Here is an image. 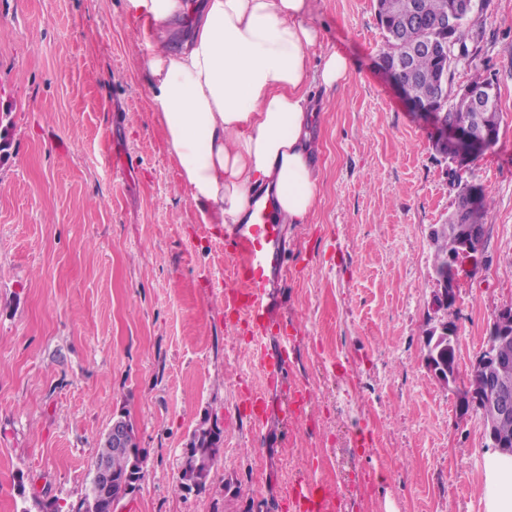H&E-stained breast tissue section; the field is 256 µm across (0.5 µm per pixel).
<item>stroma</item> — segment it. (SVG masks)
<instances>
[{"label": "stroma", "mask_w": 512, "mask_h": 512, "mask_svg": "<svg viewBox=\"0 0 512 512\" xmlns=\"http://www.w3.org/2000/svg\"><path fill=\"white\" fill-rule=\"evenodd\" d=\"M482 2L454 81L492 79L503 122L469 173L492 199L487 241L444 312L432 232L457 189L378 67L375 0H310L314 56L347 72L311 89L317 206L281 227L270 304L299 331L285 382L310 407L259 430L240 396L262 369L220 301L224 234L178 185L123 0H0V512L81 497L121 414L145 462L117 512H289L308 477L334 481L336 512H484L481 415L460 414L425 360L449 317L470 376L512 301V0ZM202 427L222 438L196 492L179 477Z\"/></svg>", "instance_id": "obj_1"}]
</instances>
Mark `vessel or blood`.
I'll return each mask as SVG.
<instances>
[{"label":"vessel or blood","mask_w":512,"mask_h":512,"mask_svg":"<svg viewBox=\"0 0 512 512\" xmlns=\"http://www.w3.org/2000/svg\"><path fill=\"white\" fill-rule=\"evenodd\" d=\"M224 255L231 262L233 285L224 291L226 320L246 324L255 344V358L267 383H275L288 366L294 349V338L282 333L274 350L263 344L264 333L272 321L269 298L278 287L284 255L280 221L276 217L273 197H266L251 223L228 224L224 227ZM255 426H262L273 412L299 416L298 397H290L273 405L265 391H251L241 399ZM336 487L333 483L311 479L297 484L289 502L293 512H335Z\"/></svg>","instance_id":"obj_1"}]
</instances>
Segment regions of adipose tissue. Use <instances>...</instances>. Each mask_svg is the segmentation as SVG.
<instances>
[{"label": "adipose tissue", "mask_w": 512, "mask_h": 512, "mask_svg": "<svg viewBox=\"0 0 512 512\" xmlns=\"http://www.w3.org/2000/svg\"><path fill=\"white\" fill-rule=\"evenodd\" d=\"M309 0H124L125 26L148 50V83L167 149L199 224H242L255 192L274 191L282 221L313 213L317 176L309 86L344 77ZM484 512H512V456L484 455Z\"/></svg>", "instance_id": "1"}]
</instances>
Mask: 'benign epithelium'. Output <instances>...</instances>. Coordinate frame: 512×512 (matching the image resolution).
<instances>
[{"mask_svg": "<svg viewBox=\"0 0 512 512\" xmlns=\"http://www.w3.org/2000/svg\"><path fill=\"white\" fill-rule=\"evenodd\" d=\"M476 0H455L453 9L442 16L437 22L439 36L432 40H419L393 64L379 62V67L388 79L399 89L408 101L413 111L419 113L433 128L434 136L431 145L434 152L443 159L448 155L458 158L473 151L485 149L489 135L477 121L459 124L448 117V110L442 107L448 98V83L441 84L430 99L419 101L411 93L408 84L399 79L403 71L413 68L415 59L422 54L437 52H462V40L459 32L466 18L474 13ZM454 94L464 96L471 102L473 111H480L487 101L488 86L466 84L454 89ZM487 228L479 224L463 225V232L454 239H448V263L451 269L463 256L475 254L481 250ZM438 285L434 305L445 308L457 295L458 279L448 282L444 278L435 279ZM512 345V304L506 303L500 307L494 321L487 328L485 346L477 357L474 368L482 370V375L473 381H447L444 368L435 364L431 359L427 365L438 382L445 386L452 385L457 389L456 396L460 410L467 412L471 409L481 411L484 421V435L488 447L502 453L512 454V437L499 433L497 423L512 418V387L504 384L497 376L501 367L512 362L508 347ZM129 426L125 419L117 417L106 433L104 440L107 447L116 454H132L134 449L128 447Z\"/></svg>", "mask_w": 512, "mask_h": 512, "instance_id": "benign-epithelium-1", "label": "benign epithelium"}]
</instances>
